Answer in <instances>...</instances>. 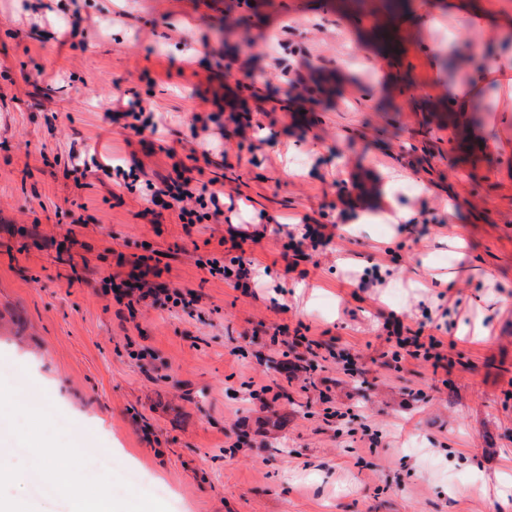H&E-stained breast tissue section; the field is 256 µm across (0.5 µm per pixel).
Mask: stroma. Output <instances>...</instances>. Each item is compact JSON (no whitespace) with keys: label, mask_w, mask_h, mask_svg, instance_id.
Listing matches in <instances>:
<instances>
[{"label":"stroma","mask_w":512,"mask_h":512,"mask_svg":"<svg viewBox=\"0 0 512 512\" xmlns=\"http://www.w3.org/2000/svg\"><path fill=\"white\" fill-rule=\"evenodd\" d=\"M407 3L0 0V383L22 396L0 414L6 497L70 512L30 479L31 411L87 488L107 460L116 512H512V112L491 88L481 122L449 119L432 48L456 37L469 67L476 37ZM237 55L243 137L224 109ZM131 92L158 122L143 144L109 118ZM104 160L151 180L198 166L235 208L147 213ZM306 224L332 240L292 260ZM136 256L193 308L103 294ZM238 257L265 272L246 294L199 266ZM393 314L443 341L441 366L393 363ZM280 327L304 342L271 344Z\"/></svg>","instance_id":"stroma-1"}]
</instances>
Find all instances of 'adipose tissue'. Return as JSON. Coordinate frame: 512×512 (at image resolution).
<instances>
[{"label": "adipose tissue", "instance_id": "obj_1", "mask_svg": "<svg viewBox=\"0 0 512 512\" xmlns=\"http://www.w3.org/2000/svg\"><path fill=\"white\" fill-rule=\"evenodd\" d=\"M449 16H467L478 37L484 62L468 71L452 85L448 106L454 112L470 111L472 103L489 86H496L499 111L512 112V17L493 16L475 8L471 0H448ZM36 448L41 475L60 490L68 492L72 512H111L112 480L102 476L96 494H88L84 485L71 478L73 454L45 446L40 439L30 441Z\"/></svg>", "mask_w": 512, "mask_h": 512}]
</instances>
